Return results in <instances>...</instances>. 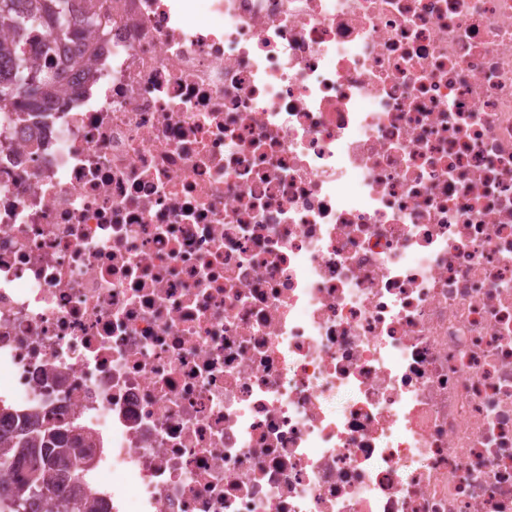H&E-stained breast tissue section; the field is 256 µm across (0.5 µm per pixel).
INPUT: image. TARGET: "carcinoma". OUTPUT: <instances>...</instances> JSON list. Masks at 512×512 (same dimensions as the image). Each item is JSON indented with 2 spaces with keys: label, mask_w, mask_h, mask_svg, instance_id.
I'll list each match as a JSON object with an SVG mask.
<instances>
[{
  "label": "carcinoma",
  "mask_w": 512,
  "mask_h": 512,
  "mask_svg": "<svg viewBox=\"0 0 512 512\" xmlns=\"http://www.w3.org/2000/svg\"><path fill=\"white\" fill-rule=\"evenodd\" d=\"M18 0H0V105L17 99L27 101L28 116L39 117L44 100L43 82L47 75L30 65L17 51L18 39L29 25L37 24L44 17L53 21L52 37L55 41L67 38L69 25L66 10L69 0H27L25 12L17 11ZM112 5L106 0H83L82 22L91 30L98 28L101 15L108 13ZM87 437L73 425H57L42 422L39 415L32 416L27 425L11 438L0 441V475L10 476L6 485L0 483V512H28L30 501L39 496L51 499L59 493L61 466L65 460L76 455ZM27 448L41 462L37 478L30 477L29 464L20 449ZM16 459V464L7 466L4 461ZM53 485V489L42 491L37 482ZM65 512H111L108 505L94 493L74 488L65 498Z\"/></svg>",
  "instance_id": "1"
}]
</instances>
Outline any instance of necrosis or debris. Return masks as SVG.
<instances>
[{
    "mask_svg": "<svg viewBox=\"0 0 512 512\" xmlns=\"http://www.w3.org/2000/svg\"><path fill=\"white\" fill-rule=\"evenodd\" d=\"M50 40L39 142L0 111V436L81 428L112 512H512V0Z\"/></svg>",
    "mask_w": 512,
    "mask_h": 512,
    "instance_id": "4bbe7bcc",
    "label": "necrosis or debris"
}]
</instances>
